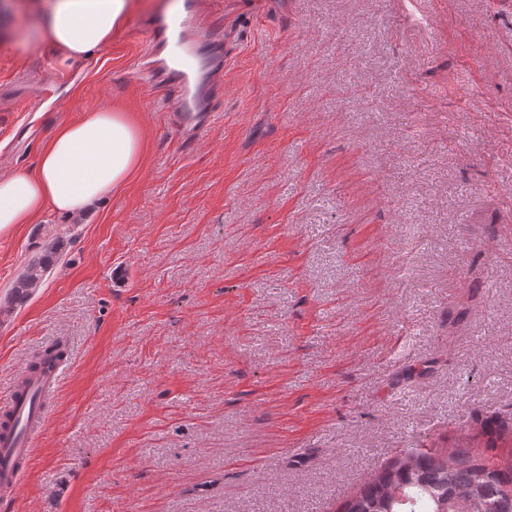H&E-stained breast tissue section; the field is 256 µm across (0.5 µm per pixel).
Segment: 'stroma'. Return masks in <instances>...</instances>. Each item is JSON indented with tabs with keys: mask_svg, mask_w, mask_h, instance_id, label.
<instances>
[{
	"mask_svg": "<svg viewBox=\"0 0 512 512\" xmlns=\"http://www.w3.org/2000/svg\"><path fill=\"white\" fill-rule=\"evenodd\" d=\"M183 0H136L65 61L43 15L0 13V174L54 125L112 106L145 154L121 189L0 236V394L48 346L70 358L9 512H339L413 447L489 448L512 421V5L277 0L221 36L214 126L169 119L177 84L137 73ZM77 69L23 111L47 72ZM53 245L48 248V252L42 258L33 260L28 263L24 271L18 278L17 286H15L14 294L18 298H26L30 291H33L41 283L42 279L50 269L55 257Z\"/></svg>",
	"mask_w": 512,
	"mask_h": 512,
	"instance_id": "35a3bbf8",
	"label": "stroma"
}]
</instances>
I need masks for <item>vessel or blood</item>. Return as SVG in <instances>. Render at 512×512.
Returning a JSON list of instances; mask_svg holds the SVG:
<instances>
[{"instance_id":"obj_1","label":"vessel or blood","mask_w":512,"mask_h":512,"mask_svg":"<svg viewBox=\"0 0 512 512\" xmlns=\"http://www.w3.org/2000/svg\"><path fill=\"white\" fill-rule=\"evenodd\" d=\"M174 26L179 28L187 45L183 58L175 64L164 59L148 62L144 73L147 81L156 86L172 80L180 84L182 94L169 107L184 134L196 138L204 135L210 123L209 115L204 112V94L195 80L194 47L202 27L196 5H189L186 15L176 22L155 20L147 38L154 43L166 39ZM66 365L63 358L48 362L41 371L28 376L26 386H12L0 398V501L11 502L17 495L33 444L47 429L49 400Z\"/></svg>"}]
</instances>
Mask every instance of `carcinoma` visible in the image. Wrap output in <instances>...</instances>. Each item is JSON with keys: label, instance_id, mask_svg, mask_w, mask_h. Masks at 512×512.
<instances>
[{"label": "carcinoma", "instance_id": "cac0c4a2", "mask_svg": "<svg viewBox=\"0 0 512 512\" xmlns=\"http://www.w3.org/2000/svg\"><path fill=\"white\" fill-rule=\"evenodd\" d=\"M55 257L25 267L14 294L20 298L37 288ZM507 431L495 416L481 419V433L493 437ZM341 512H512V461L497 465L466 450V445L439 455L426 448H407L370 475L345 501Z\"/></svg>", "mask_w": 512, "mask_h": 512}]
</instances>
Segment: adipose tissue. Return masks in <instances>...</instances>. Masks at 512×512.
<instances>
[{"instance_id":"obj_1","label":"adipose tissue","mask_w":512,"mask_h":512,"mask_svg":"<svg viewBox=\"0 0 512 512\" xmlns=\"http://www.w3.org/2000/svg\"><path fill=\"white\" fill-rule=\"evenodd\" d=\"M134 0H47V34L67 60L103 48L127 24ZM143 135L123 110L92 108L58 126L36 166L0 175V235L46 210L74 214L123 187L143 160Z\"/></svg>"}]
</instances>
